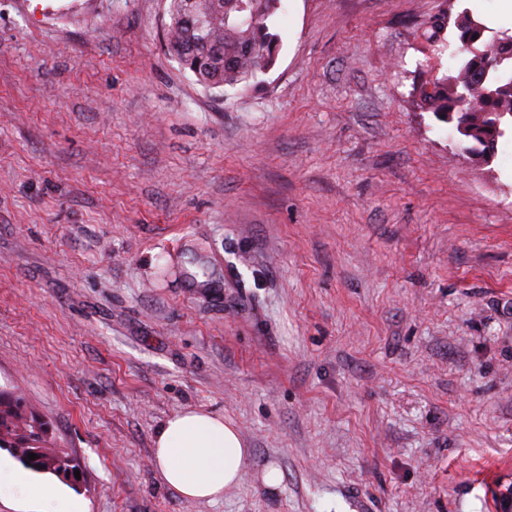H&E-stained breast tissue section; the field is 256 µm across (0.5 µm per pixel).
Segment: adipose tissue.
Listing matches in <instances>:
<instances>
[{
	"label": "adipose tissue",
	"mask_w": 512,
	"mask_h": 512,
	"mask_svg": "<svg viewBox=\"0 0 512 512\" xmlns=\"http://www.w3.org/2000/svg\"><path fill=\"white\" fill-rule=\"evenodd\" d=\"M251 450L237 427L202 410L172 415L154 438V467L161 482L182 497L214 501L242 479ZM17 496L37 502L42 512H83L82 503L64 493L54 475L40 478L0 460V495Z\"/></svg>",
	"instance_id": "obj_1"
}]
</instances>
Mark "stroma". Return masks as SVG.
Segmentation results:
<instances>
[{
  "label": "stroma",
  "mask_w": 512,
  "mask_h": 512,
  "mask_svg": "<svg viewBox=\"0 0 512 512\" xmlns=\"http://www.w3.org/2000/svg\"><path fill=\"white\" fill-rule=\"evenodd\" d=\"M495 5L283 0L264 83L207 90L168 0H0V389L85 512H512V137L408 96ZM191 409L252 450L216 502L155 472Z\"/></svg>",
  "instance_id": "1"
}]
</instances>
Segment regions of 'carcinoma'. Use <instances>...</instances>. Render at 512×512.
Returning <instances> with one entry per match:
<instances>
[{
    "label": "carcinoma",
    "instance_id": "cac0c4a2",
    "mask_svg": "<svg viewBox=\"0 0 512 512\" xmlns=\"http://www.w3.org/2000/svg\"><path fill=\"white\" fill-rule=\"evenodd\" d=\"M282 0H218L210 19L200 22L183 9V0H169L165 24L169 54L205 89L236 87L266 75L276 63L281 35L276 16ZM453 29L457 45L454 73L441 80L412 84L420 107L454 125L464 150L478 163L490 160L498 139L512 124V35L505 31L486 37L488 28L463 10L432 21L428 40L435 51L447 49L445 33ZM27 470H48L69 483L81 463L48 445V423L23 404L20 397L0 390V449ZM37 458L28 459L29 454Z\"/></svg>",
    "mask_w": 512,
    "mask_h": 512
}]
</instances>
